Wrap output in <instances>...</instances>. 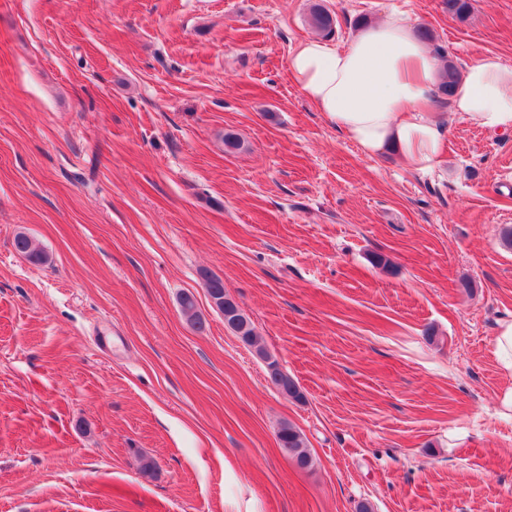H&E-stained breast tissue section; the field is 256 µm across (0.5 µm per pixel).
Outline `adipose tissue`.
<instances>
[{"label": "adipose tissue", "instance_id": "obj_1", "mask_svg": "<svg viewBox=\"0 0 512 512\" xmlns=\"http://www.w3.org/2000/svg\"><path fill=\"white\" fill-rule=\"evenodd\" d=\"M442 62L400 12L365 24L343 45L311 37L288 60L304 97L361 152H395L411 170L438 168L447 130L433 108ZM451 111L492 133H512V68L497 58L470 62Z\"/></svg>", "mask_w": 512, "mask_h": 512}]
</instances>
